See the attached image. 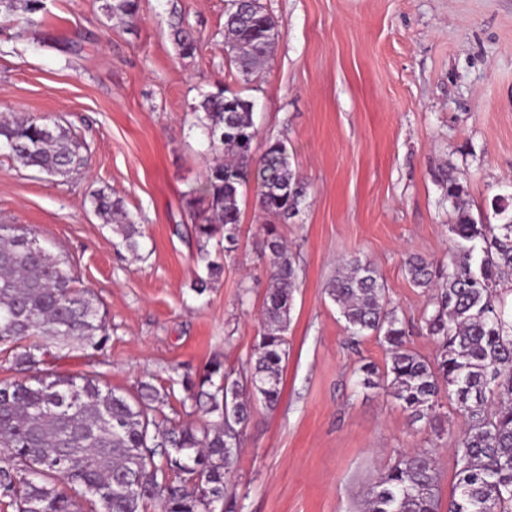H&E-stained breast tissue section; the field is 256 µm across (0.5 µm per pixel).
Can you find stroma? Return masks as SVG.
<instances>
[{"instance_id": "stroma-1", "label": "stroma", "mask_w": 512, "mask_h": 512, "mask_svg": "<svg viewBox=\"0 0 512 512\" xmlns=\"http://www.w3.org/2000/svg\"><path fill=\"white\" fill-rule=\"evenodd\" d=\"M263 3L282 36L247 81L226 62L225 0H139L134 18L112 20L95 0H44L23 38L0 17V113L51 116L85 145L84 166L65 178L0 152V220L61 255L106 311L107 348L52 366L125 391L153 378L175 391L167 417L195 422L183 372L215 357L245 365L269 282L260 258L269 218L253 192L240 205L237 250L208 246L220 279L204 294L192 289L198 217L187 199L212 161L192 106L220 84L254 100L258 145L285 141L309 184L302 213L278 225L296 257L289 354L278 406L255 403L234 458L237 512H360L380 474L414 449L434 451L449 497L463 418L440 396L446 430L437 435L411 424L383 388L360 386L359 367L384 366L387 353L372 336L351 343L326 288L340 261H370L411 348L435 356L427 297L404 259L448 258L444 170L476 216L512 183V0ZM178 21L199 39L192 57L171 39ZM101 188L139 224L140 259L94 212Z\"/></svg>"}]
</instances>
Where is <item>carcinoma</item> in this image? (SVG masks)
I'll return each mask as SVG.
<instances>
[{"instance_id": "carcinoma-1", "label": "carcinoma", "mask_w": 512, "mask_h": 512, "mask_svg": "<svg viewBox=\"0 0 512 512\" xmlns=\"http://www.w3.org/2000/svg\"><path fill=\"white\" fill-rule=\"evenodd\" d=\"M97 2L110 19H131L138 9L137 0ZM19 9L25 16L16 36L24 37L44 0H0V15ZM171 36L182 56L195 54L196 38L182 22L172 25ZM279 38L266 6L227 0L225 51L244 80L268 63ZM193 112L215 154L202 187L188 199L204 214L194 225L200 256L216 237L224 252L237 249L240 203L251 186L263 213L282 221L301 213L308 184L292 169L284 141H270L255 153L250 99L217 85ZM80 149L69 129L46 116L0 115V150L24 167L66 177L84 165ZM442 184L443 200L454 212L448 263L411 255L405 264L412 284L428 294L423 319L437 344L433 359L408 345L406 328L369 261L339 264L326 291L351 338L374 336L389 354L382 371L371 362L361 366L362 385L383 382L412 421L436 433L443 430L437 414L443 389L465 419L455 440V483L446 512H512V313L502 289L512 280V194L493 197V223L474 217L455 176L445 174ZM92 198L117 245L139 256L141 234L123 202L103 190ZM263 229L270 276L249 370L228 371L213 358L203 370L186 373L183 390L204 405L207 419L163 426L158 415L171 394L152 383L122 391L99 376L60 375L43 366L47 344L58 352L103 350L109 341L105 316L60 256L27 228L0 224V353L11 356L16 373L0 380V512H80L78 495L88 512H144L150 503L161 512H207L210 497L223 499L224 512H236L227 474L242 447L252 398L268 408L279 403L297 288L294 261L277 226ZM206 270L193 283L200 293L221 267L209 262ZM439 483L432 451L404 454L369 489L366 512H441Z\"/></svg>"}]
</instances>
